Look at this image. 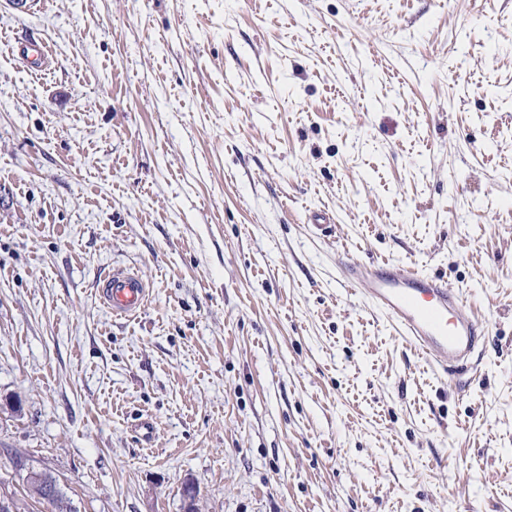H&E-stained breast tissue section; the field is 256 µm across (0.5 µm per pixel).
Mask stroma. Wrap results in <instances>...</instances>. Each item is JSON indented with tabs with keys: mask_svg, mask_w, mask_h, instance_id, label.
Segmentation results:
<instances>
[{
	"mask_svg": "<svg viewBox=\"0 0 512 512\" xmlns=\"http://www.w3.org/2000/svg\"><path fill=\"white\" fill-rule=\"evenodd\" d=\"M401 259L478 368L347 292ZM28 468L75 512H512V0H0V495L50 512ZM102 286V303L116 316L134 315L146 307L150 290L133 271L112 269ZM23 481L26 486H31L33 483L38 484L40 482H48L49 484H52V486H54V491H53V488L47 489L46 495H48V497L42 499L41 501L48 502L49 499H51L53 495L57 494V496H58L57 500L59 502V505L57 506V508L59 510L53 511V512H73L69 503L64 499L60 489L57 486V483L50 479L49 473L28 468L26 475L23 478Z\"/></svg>",
	"mask_w": 512,
	"mask_h": 512,
	"instance_id": "obj_1",
	"label": "stroma"
}]
</instances>
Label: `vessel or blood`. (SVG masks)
I'll list each match as a JSON object with an SVG mask.
<instances>
[{
  "label": "vessel or blood",
  "mask_w": 512,
  "mask_h": 512,
  "mask_svg": "<svg viewBox=\"0 0 512 512\" xmlns=\"http://www.w3.org/2000/svg\"><path fill=\"white\" fill-rule=\"evenodd\" d=\"M344 277L368 307L381 313L400 335L440 369L467 365L481 351L486 330L463 310L460 291L412 262L349 263ZM149 289L138 274L115 269L103 280L101 300L117 316L141 312Z\"/></svg>",
  "instance_id": "1"
}]
</instances>
